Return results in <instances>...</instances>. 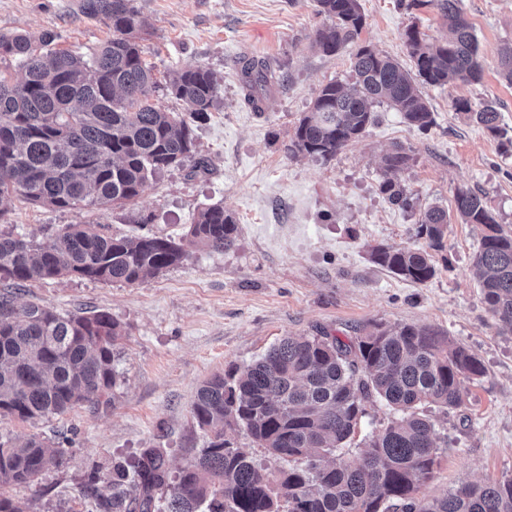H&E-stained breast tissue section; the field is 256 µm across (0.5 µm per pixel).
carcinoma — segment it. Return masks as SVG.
<instances>
[{"mask_svg":"<svg viewBox=\"0 0 512 512\" xmlns=\"http://www.w3.org/2000/svg\"><path fill=\"white\" fill-rule=\"evenodd\" d=\"M133 2L82 0V13L112 30V38L87 59L54 49L57 35L51 30L36 38L0 33V63L14 62L20 71L14 81L0 75V203L17 194L33 205L102 212L136 199L150 176L196 153L198 123L207 119L217 92L214 74L186 64L166 86L185 111L168 112L156 103L158 85L142 58ZM317 2L330 20L316 32L323 53L335 54L358 39L365 25L358 0ZM430 3L451 37L427 46L416 26L407 27L412 72L368 45L359 47L351 58L355 82L321 87L295 127L288 154L335 158L362 136L383 104L426 130L434 117L425 87L482 78L477 38L460 0H411L408 7ZM240 73L245 100L262 108L273 71L264 60L250 58L241 61ZM452 107L502 138L504 150L512 148L493 107L464 99L453 100ZM409 165L405 151L387 154L379 183L388 202L402 208L413 206V198L394 174ZM454 199L463 223L484 227L473 265L488 311L512 332V231L471 189H457ZM449 224L447 210L429 206L416 230L426 246L377 247L372 259L423 284L436 274L431 251L443 247ZM237 232L235 218L213 204L178 240L118 237L98 224L65 225L48 244L0 233V282L22 286L77 277L138 285L184 261L190 248H230ZM126 336L107 311L63 316L0 293V416L35 421L81 406H107ZM483 375L473 350L423 327L371 324L346 341L326 333L289 336L257 362L231 367L199 388L192 416L211 437L178 472H172L165 449L143 448L113 464L105 485L88 475L81 493L97 512H154L158 494L165 496L166 512H512V478L470 484L426 504L416 497L438 464L432 425L418 409L462 408V382ZM378 400L402 416L352 459L344 448L368 405ZM229 429L297 465L268 472L226 438ZM60 460L37 436L18 445L0 441V512H21L1 488L31 481Z\"/></svg>","mask_w":512,"mask_h":512,"instance_id":"obj_1","label":"carcinoma"}]
</instances>
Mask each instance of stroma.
Returning <instances> with one entry per match:
<instances>
[{
	"label": "stroma",
	"instance_id": "35a3bbf8",
	"mask_svg": "<svg viewBox=\"0 0 512 512\" xmlns=\"http://www.w3.org/2000/svg\"><path fill=\"white\" fill-rule=\"evenodd\" d=\"M409 0H359L366 24L358 44L411 67L403 33L417 25L426 41L448 34L434 6ZM143 22L139 44L157 81L188 63L209 68L217 93L196 131L203 174L190 164L150 178L143 193L104 212L59 210L15 198L0 207V231L48 242L67 224L100 222L104 233L183 235L203 207L219 203L239 224L234 245L217 253L191 250L179 265L127 285L81 278L24 287L29 300L67 315L105 310L127 330L108 407H81L61 418L0 417V439H53L66 431L63 462L8 495L22 512H95L79 493L89 473L111 477L115 462L141 449H166L172 468L184 466L209 435L191 408L201 383L232 366L259 360L282 338L325 332L357 335L371 322L438 331L470 347L482 378L464 382L462 409L423 413L434 425L439 464L419 496L431 501L450 489L512 477V335L487 311L472 261L481 231L452 221L435 276L414 284L372 260L374 248L417 244L421 208L453 209L464 186L479 193L512 229V154L482 126L454 110L466 98L494 107L512 135V85L498 74L500 50L512 45V0H462L477 38L483 78L427 88L435 122L420 131L380 106L363 136L330 161L290 156L286 147L320 87L349 82L348 45L327 55L314 46L326 25L317 0H134ZM51 30L56 48L87 57L112 32L88 19L80 0H0V32ZM244 57L264 59L277 82L262 111L245 104L239 76ZM402 148L410 166L398 175L418 207L391 205L379 191L384 156Z\"/></svg>",
	"mask_w": 512,
	"mask_h": 512
}]
</instances>
